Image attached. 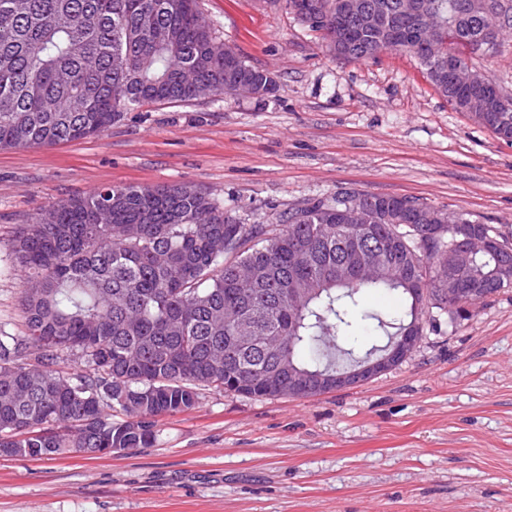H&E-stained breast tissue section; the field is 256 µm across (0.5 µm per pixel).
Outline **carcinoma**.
Segmentation results:
<instances>
[{"label":"carcinoma","mask_w":512,"mask_h":512,"mask_svg":"<svg viewBox=\"0 0 512 512\" xmlns=\"http://www.w3.org/2000/svg\"><path fill=\"white\" fill-rule=\"evenodd\" d=\"M309 2L296 18L333 40L338 0ZM361 2L392 25L405 0ZM422 2L438 20L434 40L466 64L512 30L504 0H490L500 22L488 49L472 0ZM407 51L439 94L466 96L437 83L428 49ZM240 63L255 97L272 94L261 70ZM197 90L225 94L224 39L198 0H0V150L99 137L136 106L187 102ZM470 109L512 142V111L492 120ZM359 196L363 223H341ZM407 202L434 225L427 249L382 196L354 188L284 214L275 230L237 222L189 183L104 186L37 213L8 243L26 332L0 329V456L151 448L156 419L195 409L205 388L308 398L306 388L288 392V367L334 375L390 349L408 323L423 328L435 309L463 318L481 295L512 287V245L494 225ZM477 224L504 248L460 274L479 295L460 294L450 309L440 279L448 247ZM293 249L308 254L301 271L288 264ZM381 291L400 296L403 315H364L387 341L357 356L337 337L353 328L363 294ZM65 356L70 372L58 368Z\"/></svg>","instance_id":"1"}]
</instances>
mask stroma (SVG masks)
<instances>
[{
	"label": "stroma",
	"instance_id": "stroma-1",
	"mask_svg": "<svg viewBox=\"0 0 512 512\" xmlns=\"http://www.w3.org/2000/svg\"><path fill=\"white\" fill-rule=\"evenodd\" d=\"M277 79L125 112L97 138L0 151V325L22 328L6 243L104 185L193 183L244 224L342 187L421 199L512 241V143L452 109L418 58L348 61L285 0H200ZM135 454L0 457V512H512V287L468 318L433 311L419 346L356 387L296 399L219 389ZM240 63L243 67L250 70L254 77L255 82V96L253 92V84L251 81L247 79H243L239 81L237 84L232 86L231 88L225 87V90L229 92L231 95H247L254 96L255 98L263 99L270 94H272L273 89H268L265 85V81H263L262 71L254 68L243 56H241Z\"/></svg>",
	"mask_w": 512,
	"mask_h": 512
}]
</instances>
